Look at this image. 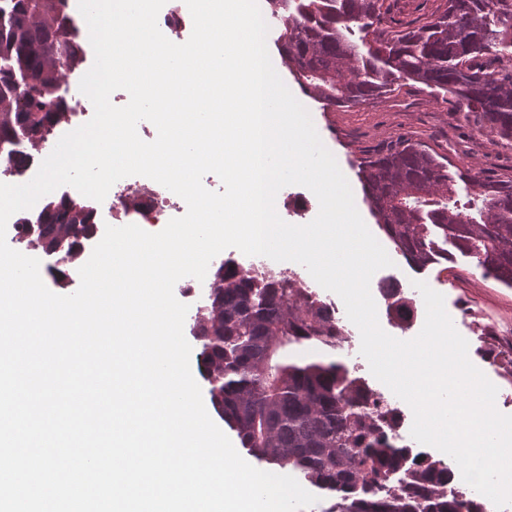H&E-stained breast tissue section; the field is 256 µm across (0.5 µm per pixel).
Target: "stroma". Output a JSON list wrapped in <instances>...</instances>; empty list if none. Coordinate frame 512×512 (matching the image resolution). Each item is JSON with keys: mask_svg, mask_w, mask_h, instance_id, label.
<instances>
[{"mask_svg": "<svg viewBox=\"0 0 512 512\" xmlns=\"http://www.w3.org/2000/svg\"><path fill=\"white\" fill-rule=\"evenodd\" d=\"M389 24L403 29L433 19L445 0H389ZM323 144L335 156L350 183L355 205L375 238L390 253L392 267L377 271L375 280L397 281L407 296L420 299L415 282H426L445 297L456 330L465 337L487 328L512 336V289L483 279L472 259L457 257L448 270H417L397 254L364 202L358 176L362 158L401 138L425 144L459 168H474L495 180H512V144L473 124L457 121L453 100L434 97L408 81L386 95L350 107H327L303 97Z\"/></svg>", "mask_w": 512, "mask_h": 512, "instance_id": "obj_1", "label": "stroma"}]
</instances>
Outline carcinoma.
Wrapping results in <instances>:
<instances>
[{"mask_svg":"<svg viewBox=\"0 0 512 512\" xmlns=\"http://www.w3.org/2000/svg\"><path fill=\"white\" fill-rule=\"evenodd\" d=\"M267 2L285 64L306 95L351 107L411 81L512 142V0H446L434 19L399 30L385 27L386 0ZM68 9V0H0V16L14 23L0 32V83L24 71L29 86L21 99L0 91V143L34 144L60 119L63 63L83 60L68 40ZM450 167L424 144L401 140L363 159L359 178L377 224L411 267L458 253L512 288V180ZM80 213L89 224L92 212L63 195L38 223L74 224ZM218 271L214 299L191 330L224 339V422L242 448L290 471L332 512H484L477 497L448 491L441 460L407 465L410 450L381 431L383 414L337 358L347 331L313 290L276 275L260 282L230 257ZM392 313L406 321L414 305L400 294Z\"/></svg>","mask_w":512,"mask_h":512,"instance_id":"obj_1","label":"carcinoma"}]
</instances>
